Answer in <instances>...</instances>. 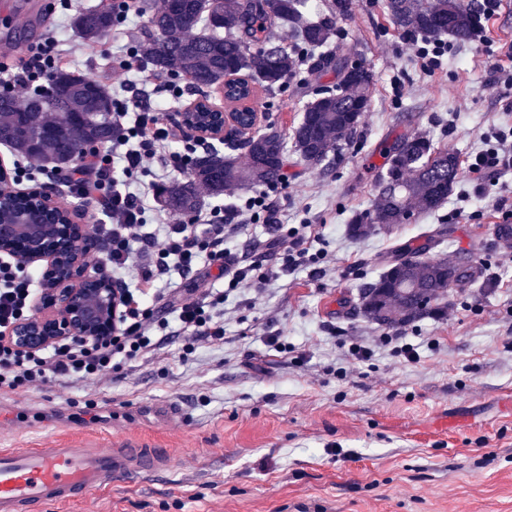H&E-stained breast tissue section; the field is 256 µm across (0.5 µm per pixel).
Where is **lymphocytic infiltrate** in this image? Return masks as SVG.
<instances>
[{"label":"lymphocytic infiltrate","mask_w":512,"mask_h":512,"mask_svg":"<svg viewBox=\"0 0 512 512\" xmlns=\"http://www.w3.org/2000/svg\"><path fill=\"white\" fill-rule=\"evenodd\" d=\"M67 63L56 39L46 37L30 45L18 59L0 60V89L11 93L20 89L33 95L46 91L53 74ZM113 115L122 129L121 136L112 145L78 159L68 186L74 198L96 202L107 218L97 228L106 250L89 253L88 266L116 277L129 268L137 270L135 281L122 286L124 302L116 314L117 330L108 340L63 344L47 352L20 351L0 342L1 390L30 387L58 377H101L111 369L114 356L129 359L154 350L157 334L172 326L194 340H223L225 289L205 288L196 297L170 294L167 304L173 318L169 321L158 318L153 305L161 296L159 282L172 272L191 271L201 258L216 263L226 289L258 287L269 277L258 265L241 260L228 245L256 221L258 211L266 209L267 192L248 198L236 210L233 224L225 223L220 211L213 210L196 213L185 222L147 229V195L129 183H118L112 176L114 162H121L128 176L150 170L166 157L174 168L182 170L190 165L196 146L180 140L174 126L165 122L161 108L127 99L116 102ZM176 143L181 144V151H173ZM469 167L477 177L476 194L484 195L485 177L512 169V127L494 132L489 147L477 153ZM306 239L307 227L301 224L287 229L273 246L281 255L284 271L304 267L312 275H322L317 257L305 246ZM38 280L36 271L0 259L1 330H10L30 316Z\"/></svg>","instance_id":"lymphocytic-infiltrate-1"}]
</instances>
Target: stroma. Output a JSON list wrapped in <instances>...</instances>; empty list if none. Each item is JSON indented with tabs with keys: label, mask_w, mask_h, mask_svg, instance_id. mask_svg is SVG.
<instances>
[{
	"label": "stroma",
	"mask_w": 512,
	"mask_h": 512,
	"mask_svg": "<svg viewBox=\"0 0 512 512\" xmlns=\"http://www.w3.org/2000/svg\"><path fill=\"white\" fill-rule=\"evenodd\" d=\"M34 0H0V43L54 34L75 44V10L55 8L37 29L11 27L8 16ZM148 16L114 26L95 48L80 47L68 71L102 80L112 98L167 102L166 83L141 64L124 70L115 56L128 34L143 35ZM477 41L452 44L441 67L419 59L411 35L396 26L384 0H351L335 40L373 75L371 107L330 159L286 155L289 189L270 194L271 216L231 241L234 252L274 271L260 288L232 292L224 304V340L162 337L150 354L118 359L100 380L52 379L35 388L0 390V409L26 419L0 422V448H23L43 435L73 443L136 436L169 449L170 469L134 483L113 482L81 512H512V248L485 236L484 225L512 214V171L473 196L471 156L485 138L512 125V0L485 20ZM334 72L299 73L262 98L260 125L290 134L304 103ZM421 134L454 151L461 177L441 208L393 231L355 240L346 228L373 211L381 164L371 156L406 135ZM308 224L306 246L321 253L326 274L280 271L270 243L280 225ZM446 227L429 255L479 257L480 283L453 289L445 315L399 327L416 347L414 363L379 346L384 329L358 309L363 283L376 279L395 240ZM279 337L283 350L270 347ZM375 345L372 358L347 357L351 342ZM175 404L168 424L156 411ZM467 418L438 428L439 415Z\"/></svg>",
	"instance_id": "stroma-1"
}]
</instances>
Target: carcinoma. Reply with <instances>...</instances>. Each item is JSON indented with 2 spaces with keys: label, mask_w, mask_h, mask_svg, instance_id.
<instances>
[{
  "label": "carcinoma",
  "mask_w": 512,
  "mask_h": 512,
  "mask_svg": "<svg viewBox=\"0 0 512 512\" xmlns=\"http://www.w3.org/2000/svg\"><path fill=\"white\" fill-rule=\"evenodd\" d=\"M350 0H336L329 17L308 21L307 0H164L148 21L149 36L139 45L143 67L158 76L171 75L186 86L209 95L222 88L224 99L235 104L239 128L224 138V150L212 149L194 157L191 178L164 185L158 198L165 208L190 215L200 206L199 187L214 196L231 192L242 181L272 185L284 168L288 147L302 158L322 162L356 130L369 111L371 70L346 73L353 61L341 50H330L336 20L348 13ZM385 9L398 27L414 34L450 36L465 44L476 34L474 0H385ZM116 23L113 7L87 8L73 19L76 35L87 45L101 40ZM293 28L301 47L310 51L311 69L331 70L338 82L320 90L302 107L291 138L278 130L253 125V109L246 102L280 88L298 64L277 28ZM62 86L58 100L46 104L47 93L19 102L9 97L0 104V144L41 167L84 146L110 142L120 135L112 120V96L97 79L57 71L49 90ZM243 149L247 166H236L233 153ZM387 163L379 178L375 214L357 215L348 225L355 239L373 235L377 227L404 224L415 211H434L454 192L460 179L459 158L434 148L423 135L404 136L386 149ZM444 235L423 243L398 244L387 268L360 288L359 310L381 327L418 322L448 308V284L466 288L476 282L478 269L465 262L433 259L428 249Z\"/></svg>",
  "instance_id": "cac0c4a2"
}]
</instances>
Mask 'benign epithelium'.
Here are the masks:
<instances>
[{
    "label": "benign epithelium",
    "mask_w": 512,
    "mask_h": 512,
    "mask_svg": "<svg viewBox=\"0 0 512 512\" xmlns=\"http://www.w3.org/2000/svg\"><path fill=\"white\" fill-rule=\"evenodd\" d=\"M198 109L211 114L201 119L180 112L179 123L200 139H224V128L233 123L230 113L212 101ZM34 198L37 206L27 212L28 223L0 225V253L37 266L41 274L33 314L12 327L9 342L22 351H37L63 341L112 337L122 291L84 265L85 255L101 248V241L92 229L74 223V209L59 203L52 192L44 190Z\"/></svg>",
    "instance_id": "1"
}]
</instances>
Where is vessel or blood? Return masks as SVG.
I'll return each mask as SVG.
<instances>
[{
  "label": "vessel or blood",
  "mask_w": 512,
  "mask_h": 512,
  "mask_svg": "<svg viewBox=\"0 0 512 512\" xmlns=\"http://www.w3.org/2000/svg\"><path fill=\"white\" fill-rule=\"evenodd\" d=\"M169 450L134 439L120 445L0 448V512H44L88 501L111 480L134 482L166 470Z\"/></svg>",
  "instance_id": "obj_1"
}]
</instances>
